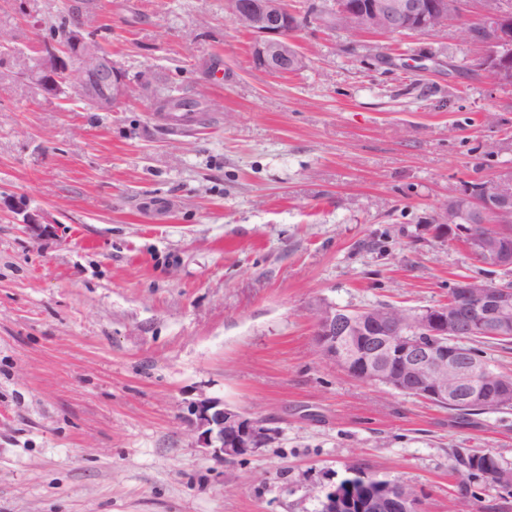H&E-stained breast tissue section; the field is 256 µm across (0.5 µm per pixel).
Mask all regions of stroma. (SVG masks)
Returning a JSON list of instances; mask_svg holds the SVG:
<instances>
[{"mask_svg": "<svg viewBox=\"0 0 512 512\" xmlns=\"http://www.w3.org/2000/svg\"><path fill=\"white\" fill-rule=\"evenodd\" d=\"M138 85L110 112L26 80L69 8ZM0 512H320L350 468L421 512H512L451 469L512 468V409L463 420L317 353L314 311L448 301L477 264L433 232L449 196L512 169V87L462 19L349 34L307 20L304 68L257 66L224 0H0ZM202 87L203 120L153 110ZM273 430L218 461L183 421L200 396ZM452 468L468 477L478 476L489 480L501 488L512 487V469L509 482L500 478V470L506 468L501 460L489 450L483 448H457L452 453Z\"/></svg>", "mask_w": 512, "mask_h": 512, "instance_id": "obj_1", "label": "stroma"}]
</instances>
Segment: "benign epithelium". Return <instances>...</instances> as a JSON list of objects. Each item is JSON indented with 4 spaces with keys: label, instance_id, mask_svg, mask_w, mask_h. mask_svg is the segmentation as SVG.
Here are the masks:
<instances>
[{
    "label": "benign epithelium",
    "instance_id": "benign-epithelium-1",
    "mask_svg": "<svg viewBox=\"0 0 512 512\" xmlns=\"http://www.w3.org/2000/svg\"><path fill=\"white\" fill-rule=\"evenodd\" d=\"M226 2L234 19L254 36L260 68L284 76L304 67L293 40L296 15L287 0ZM478 2L479 20L465 26L464 33L486 49L481 66L494 82L512 87V12L502 0ZM462 5L463 0H335V8L323 17L349 32H432ZM37 52L28 72L36 83L55 88L68 83L100 112L113 111L133 94L134 85L114 65L112 53L90 39L81 24L70 27L60 42L38 46ZM7 207L33 231L44 223L41 212L27 210L20 200L7 202ZM489 223L497 225L498 233H483ZM434 232L450 241L469 239V250L481 254V266L512 274V170L488 184L464 185L448 198L445 222ZM454 288L452 302L420 309L408 321L370 308L353 311L323 303L314 314L317 351L357 380L436 404L507 401L512 388L472 359L465 343L474 334L512 336V281L461 276ZM184 421L200 447L218 460L250 455L272 439L261 421L206 395L189 405ZM355 504L360 512H417V495L404 484L376 490L366 483L356 489L347 483L326 494L321 512H345Z\"/></svg>",
    "mask_w": 512,
    "mask_h": 512
}]
</instances>
